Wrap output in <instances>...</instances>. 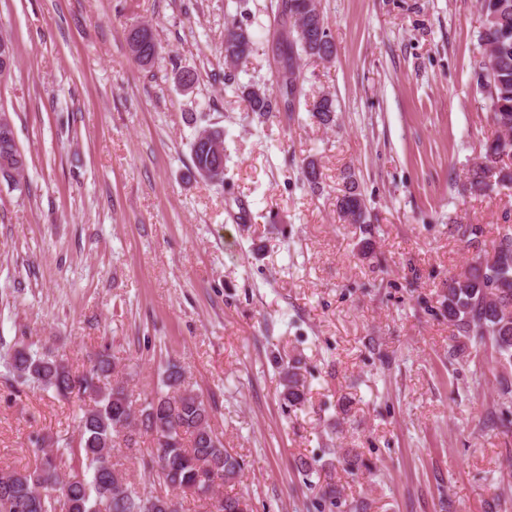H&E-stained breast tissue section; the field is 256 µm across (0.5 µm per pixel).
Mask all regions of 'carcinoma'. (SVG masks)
<instances>
[{"label":"carcinoma","instance_id":"cac0c4a2","mask_svg":"<svg viewBox=\"0 0 512 512\" xmlns=\"http://www.w3.org/2000/svg\"><path fill=\"white\" fill-rule=\"evenodd\" d=\"M481 11L495 20L482 25L479 40L484 53L473 62L478 91L486 101L499 134L485 144L481 162L468 177L469 190L486 195L512 188V163L502 155L512 154V0H480ZM325 17L315 0H289L266 29L276 63L278 95L261 87L245 86L242 95L251 111L293 112L302 96L299 61L302 57L324 60L334 52L325 31ZM254 51L246 26L232 21L224 28V58L239 62ZM320 124L335 123L336 100L321 95L307 103ZM224 145L216 129H205L191 143V173L202 176L217 163L216 152L198 145L202 138ZM343 194L336 207L352 224L370 223L359 191L356 174L345 176ZM493 253V264L481 259L469 263L448 280L442 305L457 335L489 348L503 368L512 367V233L503 234ZM9 370L23 383H33L66 398L74 392L91 404L76 417L78 439L58 437L53 447H41L31 469L0 468V509L5 512H178L173 499L140 486L125 477L114 450L136 445L137 426L151 433L155 451L142 459L144 468L155 472L158 484L198 500H209L215 489L210 482H232L241 470L238 457L224 448L223 436L211 424L212 407L190 388L183 371L171 365L161 375L160 388L140 410L132 413L128 378L115 363L102 356L81 376L74 375L63 359L38 354L26 346L14 349ZM281 399L288 408L307 402L308 388L300 363L281 371ZM244 498L226 494L217 512H245Z\"/></svg>","mask_w":512,"mask_h":512}]
</instances>
